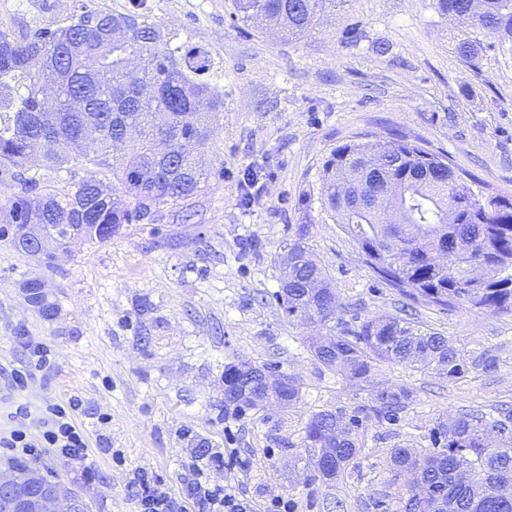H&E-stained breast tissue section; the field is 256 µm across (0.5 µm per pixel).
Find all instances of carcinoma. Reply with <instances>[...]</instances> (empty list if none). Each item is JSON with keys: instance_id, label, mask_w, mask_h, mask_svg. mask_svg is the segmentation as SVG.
<instances>
[{"instance_id": "obj_1", "label": "carcinoma", "mask_w": 512, "mask_h": 512, "mask_svg": "<svg viewBox=\"0 0 512 512\" xmlns=\"http://www.w3.org/2000/svg\"><path fill=\"white\" fill-rule=\"evenodd\" d=\"M332 0H235L244 22L260 20L288 40L317 23ZM438 10L464 30L512 37V0H437ZM173 35L137 11L108 10L75 0L62 24L15 31L0 26V183L13 182L0 207L12 242L38 234L65 248L72 237L106 242L123 224L138 222L194 195L216 175L205 159L210 120L224 110V88L205 78L212 67L198 48L172 45ZM491 48L465 37L455 53L474 65ZM95 144L77 183L41 186L31 163L60 171ZM112 174L105 181L99 173ZM441 156L401 135H363L333 148L322 162L321 211L355 242L364 266L405 299L441 310L467 307L512 314V194L475 191ZM295 230L280 256L275 300L290 320L327 329L340 303L334 278ZM309 349L323 367L362 386L385 364L458 380L495 368L487 350H465L441 333L397 315L366 318L333 337L312 336ZM259 369L224 365V409L260 404L243 388L295 406L300 387H266L249 377ZM415 401L400 386L371 390L358 413L319 411L300 429L314 475L339 480L364 453V422L392 421ZM432 447L390 450L387 483L394 512H512V416L478 411L441 419Z\"/></svg>"}]
</instances>
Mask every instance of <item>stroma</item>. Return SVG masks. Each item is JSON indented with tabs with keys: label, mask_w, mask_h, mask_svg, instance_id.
I'll use <instances>...</instances> for the list:
<instances>
[{
	"label": "stroma",
	"mask_w": 512,
	"mask_h": 512,
	"mask_svg": "<svg viewBox=\"0 0 512 512\" xmlns=\"http://www.w3.org/2000/svg\"><path fill=\"white\" fill-rule=\"evenodd\" d=\"M72 3L0 0V24L53 27ZM147 8L214 63L224 110L212 120L206 157L222 173L106 243L76 239L48 260L0 241V409L17 399L10 372L26 352L16 336H39L54 370L26 397L81 400L95 478L50 456L31 466L90 512H138L128 489L138 468L180 490L181 461L200 447L234 455L236 464L212 478L256 503L383 512L390 449L430 447L442 416L512 413V316L414 305L411 321L456 346L488 349L496 367L456 382L382 367L378 382L409 387L416 399L397 421L369 424L358 468L325 484L312 477L299 430L312 413L353 410L366 394L317 364L311 328L282 314L273 297L277 256L307 225L310 248L335 280L340 328L399 314L401 297L370 275L339 224L322 219V162L356 135L394 128L512 194V38H494L472 68L456 55L460 32L436 0H341L291 43L239 20L234 0H147ZM251 168L258 180L246 205L241 180ZM34 279L54 307L51 319L27 299L24 285ZM240 361L294 378L296 407L225 413L224 366Z\"/></svg>",
	"instance_id": "1"
}]
</instances>
